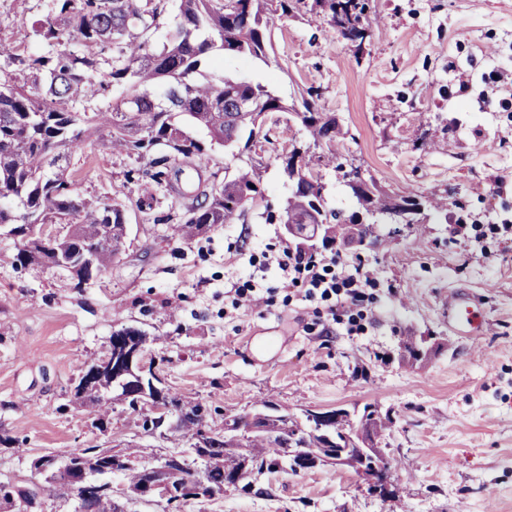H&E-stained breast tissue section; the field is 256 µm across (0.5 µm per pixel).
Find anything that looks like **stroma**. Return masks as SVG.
<instances>
[{
    "label": "stroma",
    "instance_id": "1",
    "mask_svg": "<svg viewBox=\"0 0 512 512\" xmlns=\"http://www.w3.org/2000/svg\"><path fill=\"white\" fill-rule=\"evenodd\" d=\"M50 7L0 0L1 71L18 74L11 55L46 52L34 24ZM373 8L363 59L303 8L273 31L268 61L221 55L204 71L271 85L294 105L320 87L323 111L347 132L343 162L389 192L446 196L447 215L403 229L382 221L380 245L340 251L373 282L336 317L319 293L283 287L273 248L285 235L263 206L191 241L170 238L179 203L161 198V223H144L126 179L135 158L87 141L68 171L80 195L126 204L125 252L76 289L61 270L15 266L19 240L0 234V438L11 441L0 445V479L40 483L31 459L59 448L133 444L153 462L187 448L152 426L149 404L118 405L102 432L74 398L84 359L105 351L113 329L135 326L155 337L148 350L171 393L205 402L216 427L268 397L297 415L372 404L393 419L378 446L403 477L395 496L345 466H281L184 512H512V0ZM292 138L306 140L300 124L268 115L249 153L213 148L206 171L257 164L265 204L278 205L290 188L278 157ZM432 138L441 150L420 147ZM245 281L257 293L249 304L232 291ZM451 294L476 312L470 333L448 318ZM404 336L428 337V354L403 359Z\"/></svg>",
    "mask_w": 512,
    "mask_h": 512
}]
</instances>
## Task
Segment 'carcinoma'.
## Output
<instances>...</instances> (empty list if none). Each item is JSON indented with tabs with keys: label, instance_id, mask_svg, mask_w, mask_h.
<instances>
[{
	"label": "carcinoma",
	"instance_id": "obj_1",
	"mask_svg": "<svg viewBox=\"0 0 512 512\" xmlns=\"http://www.w3.org/2000/svg\"><path fill=\"white\" fill-rule=\"evenodd\" d=\"M301 0H180L174 30L161 46L151 41L160 25L164 0H52V13L35 24L34 31L50 50L46 54L13 58L32 80L19 83L0 79V230L20 238L15 265L27 268L46 264L69 272L74 287L92 279V271L78 267L86 253L98 254L102 272L122 251L127 235V208L118 201L91 202L77 192L67 172L69 154L83 148L96 136L102 148L123 149L146 167L127 171L138 184L137 210L146 220L158 223L154 213L156 193L165 191L175 200H189L181 221L172 225L178 239L199 236L217 224H235L259 194L256 166L239 170L224 181L202 174L207 151L221 146L242 155L262 131L265 117L287 112L309 132L316 148L327 153L314 156L309 148L293 151V165L283 162L293 188L279 208L270 214L281 224H294L303 237L317 235L333 246L354 238L356 227L340 222L341 211L328 207L324 185L313 166L343 168L334 146L340 131L336 120L321 111L320 88L309 86L302 96V109L288 105L269 86L226 73L202 75L201 67L212 55H245L267 61L272 31ZM311 11L327 25L328 32L351 44L371 30L367 0H312ZM62 24H57V21ZM90 85L107 91L124 89L112 107L99 112H80L77 105ZM256 104L257 112H238L235 102ZM202 128L208 140L193 130ZM373 196L367 198L373 216L389 214L391 195L370 180ZM136 347L149 340L133 326L112 331ZM101 394L85 391L84 380L74 388V397L97 408L99 424L109 418L112 403L135 400L145 392L149 401L170 410L175 430L194 438L208 416L201 401H185L162 386L147 372L130 375L117 386L109 376L99 382ZM261 418L248 414L224 419L230 436L242 440L244 451L230 449L224 435L214 432L204 438L196 456L201 470L190 467L178 452L165 462L179 473L199 477L206 485L202 496L224 489V474L244 468L246 473L282 466L298 453L313 459L329 456L328 443L309 427L296 430V416L271 400L260 405ZM356 421L370 426L373 440L390 427V413L379 414L367 404ZM333 441L348 445L349 424L332 421ZM62 461L79 464L96 489L82 494L68 484L46 481L19 488L11 499L0 496V505L14 512H37L44 498L72 501V512H120L106 478L125 477V487L135 493L150 476L140 466H125L120 459L133 454H114L96 447L67 448L53 453Z\"/></svg>",
	"mask_w": 512,
	"mask_h": 512
}]
</instances>
